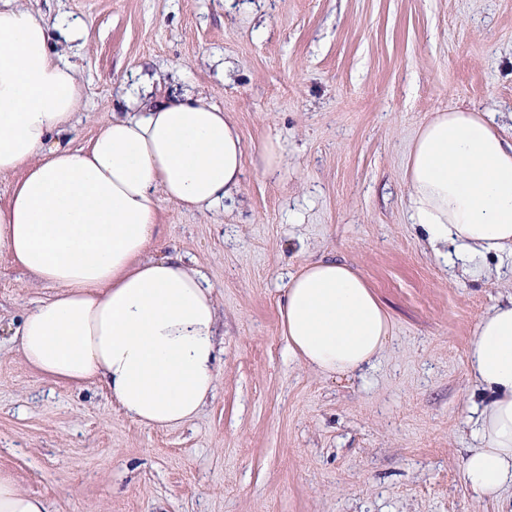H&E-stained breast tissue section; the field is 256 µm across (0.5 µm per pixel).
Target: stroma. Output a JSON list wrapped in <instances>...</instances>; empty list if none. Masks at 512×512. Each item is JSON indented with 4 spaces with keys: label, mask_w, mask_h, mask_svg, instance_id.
Returning <instances> with one entry per match:
<instances>
[{
    "label": "stroma",
    "mask_w": 512,
    "mask_h": 512,
    "mask_svg": "<svg viewBox=\"0 0 512 512\" xmlns=\"http://www.w3.org/2000/svg\"><path fill=\"white\" fill-rule=\"evenodd\" d=\"M84 20L81 147L142 86L224 110L247 154L238 191L200 214L162 202L148 255L177 253L214 286L221 372L191 422L148 428L101 385L27 367L22 315L47 289L0 258V470L48 512H512L462 477L478 399L475 326L512 296V269L452 281L405 216L417 128L454 107L512 135V0H21ZM282 147L279 175L258 159ZM333 256L360 274L394 334L367 375L295 362L288 273Z\"/></svg>",
    "instance_id": "35a3bbf8"
}]
</instances>
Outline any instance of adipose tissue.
<instances>
[{
  "mask_svg": "<svg viewBox=\"0 0 512 512\" xmlns=\"http://www.w3.org/2000/svg\"><path fill=\"white\" fill-rule=\"evenodd\" d=\"M56 24L0 6V257L52 294L15 331L23 361L49 379L106 388L130 419L185 424L220 376L213 287L180 254L147 257L162 201L189 211L223 204L241 185L246 153L223 110L189 94L112 113L86 146L70 145L82 97ZM407 217L453 248L471 276L512 256V140L487 113H434L404 164ZM288 353L327 376L372 368L392 320L347 264L320 258L289 275L280 302ZM481 405L463 459L483 498L512 491V298L479 320L467 350Z\"/></svg>",
  "mask_w": 512,
  "mask_h": 512,
  "instance_id": "adipose-tissue-1",
  "label": "adipose tissue"
}]
</instances>
